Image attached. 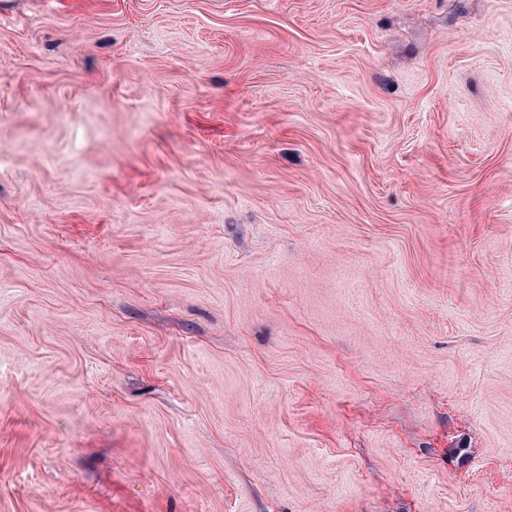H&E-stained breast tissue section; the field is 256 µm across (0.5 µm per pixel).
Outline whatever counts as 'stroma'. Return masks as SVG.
<instances>
[{
  "mask_svg": "<svg viewBox=\"0 0 512 512\" xmlns=\"http://www.w3.org/2000/svg\"><path fill=\"white\" fill-rule=\"evenodd\" d=\"M0 512H512V0H0Z\"/></svg>",
  "mask_w": 512,
  "mask_h": 512,
  "instance_id": "35a3bbf8",
  "label": "stroma"
}]
</instances>
